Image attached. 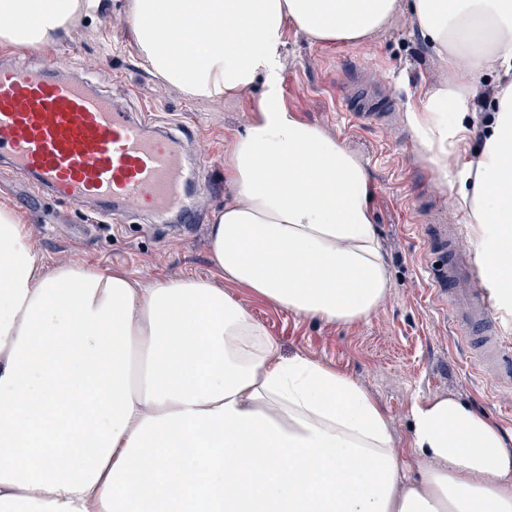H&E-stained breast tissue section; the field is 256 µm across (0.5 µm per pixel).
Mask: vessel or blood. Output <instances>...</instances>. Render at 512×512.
Returning <instances> with one entry per match:
<instances>
[{
  "label": "vessel or blood",
  "mask_w": 512,
  "mask_h": 512,
  "mask_svg": "<svg viewBox=\"0 0 512 512\" xmlns=\"http://www.w3.org/2000/svg\"><path fill=\"white\" fill-rule=\"evenodd\" d=\"M64 59L39 66L0 65V160L35 193L57 199L96 200L104 207H145L155 223L187 216L183 176L185 140L148 130L111 96L70 77ZM346 114L360 122L389 124L390 106L364 77L336 85ZM425 242L435 295L447 307L469 357L496 386H512V348L505 346L485 291L458 252L454 226L428 224Z\"/></svg>",
  "instance_id": "1"
}]
</instances>
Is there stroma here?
Listing matches in <instances>:
<instances>
[{
	"mask_svg": "<svg viewBox=\"0 0 512 512\" xmlns=\"http://www.w3.org/2000/svg\"><path fill=\"white\" fill-rule=\"evenodd\" d=\"M128 4L105 0L99 15L75 21L49 55L66 57L73 73L128 111L188 130L185 169L192 181L225 180L230 146L260 111L265 84L234 99L208 101L162 83L141 63ZM367 66L375 72V86L395 103L392 126L350 122L338 107L337 82ZM447 78V64L417 33L409 0H400L386 31L359 44L317 42L291 27L285 32L282 105L341 139L369 171L370 208L391 291L362 321L333 323L297 315L219 279L210 260L209 226L231 200V189L216 196L193 190V224L178 218L155 224L130 206L117 208L105 222L89 202L63 204L45 194L38 206H28L21 179L0 162V198L23 216L46 266L76 259L102 270H123L145 285L183 275L219 279L225 292L277 338L283 355H308L361 384L389 416L396 448L410 446L409 407L418 397H457L512 432V389L498 388L471 363L429 276L423 225H457L461 249L472 234L463 214L453 210V196L437 176L433 154L415 138L408 119L409 109L421 106L425 90ZM419 196L429 197V209H414Z\"/></svg>",
	"mask_w": 512,
	"mask_h": 512,
	"instance_id": "obj_1",
	"label": "stroma"
}]
</instances>
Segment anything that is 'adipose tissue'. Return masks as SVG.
<instances>
[{"mask_svg": "<svg viewBox=\"0 0 512 512\" xmlns=\"http://www.w3.org/2000/svg\"><path fill=\"white\" fill-rule=\"evenodd\" d=\"M103 0H0V46L54 45ZM398 0H130L147 70L187 97L265 80L230 149L233 199L209 248L223 277L297 315L352 323L388 298L369 174L339 139L280 101L287 27L358 43ZM448 63L410 123L458 208L484 286L512 311V0H411ZM209 37L185 54L169 29ZM504 82L477 166L457 167L486 70ZM407 455L351 378L296 353L213 280L142 286L80 261L46 268L0 201V512H512V434L454 397L414 399Z\"/></svg>", "mask_w": 512, "mask_h": 512, "instance_id": "ef3b65f1", "label": "adipose tissue"}]
</instances>
